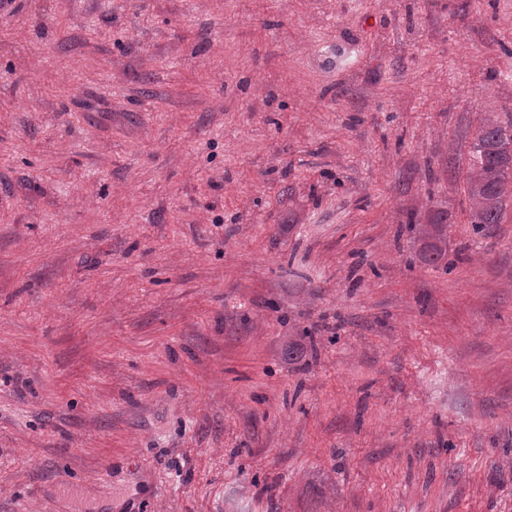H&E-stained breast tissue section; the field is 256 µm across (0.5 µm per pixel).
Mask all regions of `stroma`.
I'll use <instances>...</instances> for the list:
<instances>
[{
	"instance_id": "1",
	"label": "stroma",
	"mask_w": 512,
	"mask_h": 512,
	"mask_svg": "<svg viewBox=\"0 0 512 512\" xmlns=\"http://www.w3.org/2000/svg\"><path fill=\"white\" fill-rule=\"evenodd\" d=\"M488 121L512 0H9L0 512H512ZM510 145V146H509ZM474 151L477 171L469 184L472 224L482 230L487 224H498L507 197H512V136L501 126L488 123L481 130ZM445 236V225H433V233L430 238L431 241L427 242L422 250V259L425 263L435 264L444 258L446 251L442 247Z\"/></svg>"
}]
</instances>
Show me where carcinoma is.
I'll return each mask as SVG.
<instances>
[{"instance_id": "obj_1", "label": "carcinoma", "mask_w": 512, "mask_h": 512, "mask_svg": "<svg viewBox=\"0 0 512 512\" xmlns=\"http://www.w3.org/2000/svg\"><path fill=\"white\" fill-rule=\"evenodd\" d=\"M474 151L477 158V171L469 184L468 196L471 204L473 224L480 230L487 224H497L512 187L508 186L512 172V136L501 126L489 123L481 130ZM445 225H433L431 241L422 250V259L435 264L444 258L442 247Z\"/></svg>"}]
</instances>
